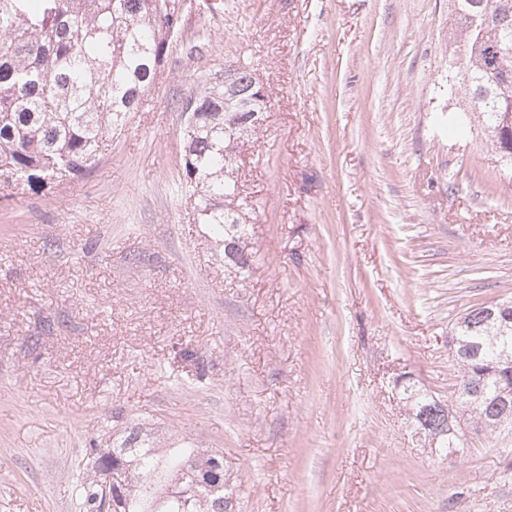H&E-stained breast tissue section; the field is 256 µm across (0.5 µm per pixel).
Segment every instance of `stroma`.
<instances>
[{
    "mask_svg": "<svg viewBox=\"0 0 512 512\" xmlns=\"http://www.w3.org/2000/svg\"><path fill=\"white\" fill-rule=\"evenodd\" d=\"M448 0H224L77 181L0 193V512H86L112 415L224 455L242 512H512V426L424 447L468 309L512 297V173L462 94ZM249 64L248 274L177 189L181 102Z\"/></svg>",
    "mask_w": 512,
    "mask_h": 512,
    "instance_id": "obj_1",
    "label": "stroma"
}]
</instances>
